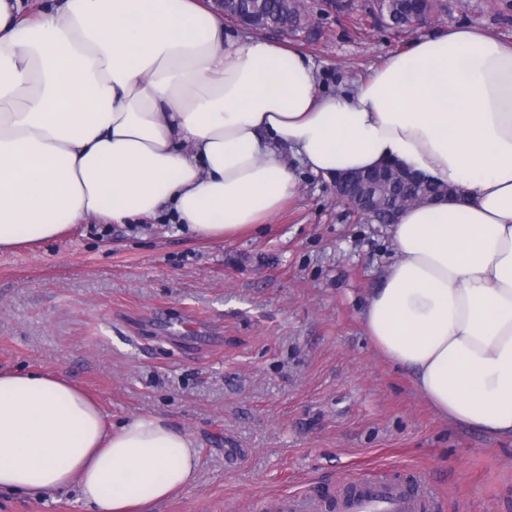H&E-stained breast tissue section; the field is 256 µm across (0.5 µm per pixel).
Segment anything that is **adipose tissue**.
<instances>
[{"mask_svg": "<svg viewBox=\"0 0 512 512\" xmlns=\"http://www.w3.org/2000/svg\"><path fill=\"white\" fill-rule=\"evenodd\" d=\"M0 0V249L93 215L203 239L261 224L315 174L403 163L458 196L407 209L361 322L432 410L512 438V41L464 24L318 90L310 58L224 34L201 0ZM199 460L159 416L112 424L64 376L0 371V493L146 512Z\"/></svg>", "mask_w": 512, "mask_h": 512, "instance_id": "obj_1", "label": "adipose tissue"}]
</instances>
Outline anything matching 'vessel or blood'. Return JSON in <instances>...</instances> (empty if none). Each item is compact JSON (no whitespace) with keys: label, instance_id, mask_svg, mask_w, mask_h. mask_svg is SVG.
<instances>
[{"label":"vessel or blood","instance_id":"b4317fda","mask_svg":"<svg viewBox=\"0 0 512 512\" xmlns=\"http://www.w3.org/2000/svg\"><path fill=\"white\" fill-rule=\"evenodd\" d=\"M425 499L422 485L394 479L359 480L353 494L342 498L340 512H420Z\"/></svg>","mask_w":512,"mask_h":512}]
</instances>
